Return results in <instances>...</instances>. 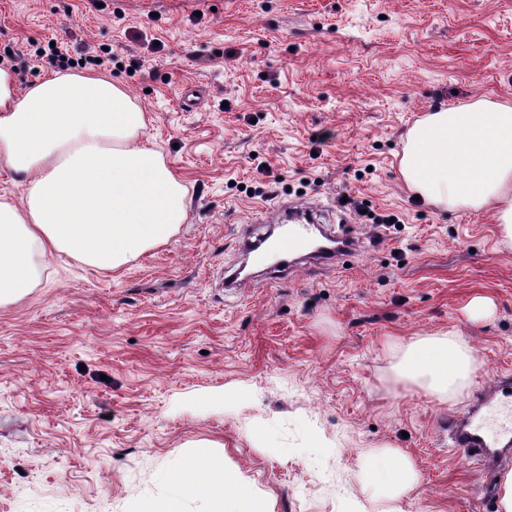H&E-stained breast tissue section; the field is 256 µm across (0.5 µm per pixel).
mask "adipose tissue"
Wrapping results in <instances>:
<instances>
[{
	"label": "adipose tissue",
	"instance_id": "ef3b65f1",
	"mask_svg": "<svg viewBox=\"0 0 512 512\" xmlns=\"http://www.w3.org/2000/svg\"><path fill=\"white\" fill-rule=\"evenodd\" d=\"M148 119L126 89L103 74L54 73L18 88L0 68V163L17 177L21 203L0 198V304L35 287L49 259L66 255L118 269L174 234L186 219V188L143 143ZM401 173L441 208L494 211L512 247V105L486 100L427 113L407 134ZM400 375L443 400L475 371L463 333L400 346ZM379 486L409 485L411 470L385 451L365 466ZM158 512H181L199 492L207 512H268L236 475L205 478L192 466L172 479Z\"/></svg>",
	"mask_w": 512,
	"mask_h": 512
}]
</instances>
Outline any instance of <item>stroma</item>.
<instances>
[{
  "mask_svg": "<svg viewBox=\"0 0 512 512\" xmlns=\"http://www.w3.org/2000/svg\"><path fill=\"white\" fill-rule=\"evenodd\" d=\"M53 42L146 112L187 217L115 270L54 259L0 306V512L157 506L202 444L269 512H497L448 420L512 371V248L493 211L414 199L399 162L426 113L512 104V0H0L18 87L57 72ZM288 201L347 215L358 255L225 295L242 225ZM455 326L477 363L444 402L399 377L395 347ZM382 450L410 488L362 476Z\"/></svg>",
  "mask_w": 512,
  "mask_h": 512,
  "instance_id": "obj_1",
  "label": "stroma"
}]
</instances>
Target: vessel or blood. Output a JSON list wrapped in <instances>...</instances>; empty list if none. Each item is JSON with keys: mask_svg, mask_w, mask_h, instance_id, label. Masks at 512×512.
I'll return each mask as SVG.
<instances>
[{"mask_svg": "<svg viewBox=\"0 0 512 512\" xmlns=\"http://www.w3.org/2000/svg\"><path fill=\"white\" fill-rule=\"evenodd\" d=\"M293 205H281L273 213L261 214L257 224H276L281 232L274 249L286 258L337 264L356 256L359 240L352 232L338 230L323 237L316 245L317 226L312 214H302L300 223L292 224L288 216ZM512 396V376L501 374L479 392L468 410L449 422L451 442L462 457L480 462L488 473L497 469L512 455V406L506 402Z\"/></svg>", "mask_w": 512, "mask_h": 512, "instance_id": "b4317fda", "label": "vessel or blood"}]
</instances>
